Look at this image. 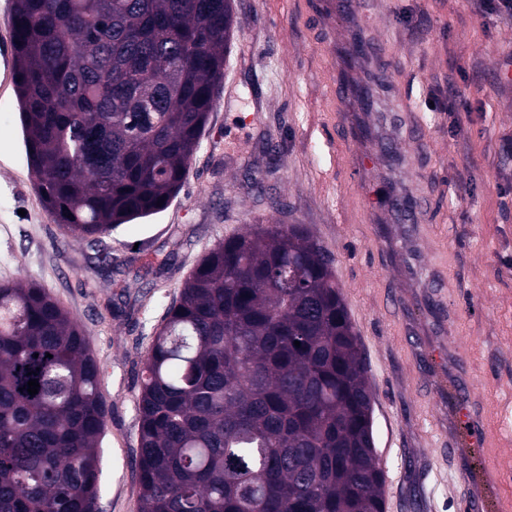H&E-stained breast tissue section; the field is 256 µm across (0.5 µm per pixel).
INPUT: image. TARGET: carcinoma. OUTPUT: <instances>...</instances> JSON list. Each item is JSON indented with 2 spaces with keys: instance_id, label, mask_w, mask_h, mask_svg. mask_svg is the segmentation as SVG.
<instances>
[{
  "instance_id": "1",
  "label": "carcinoma",
  "mask_w": 512,
  "mask_h": 512,
  "mask_svg": "<svg viewBox=\"0 0 512 512\" xmlns=\"http://www.w3.org/2000/svg\"><path fill=\"white\" fill-rule=\"evenodd\" d=\"M232 10L13 0L26 155L64 237L92 245L178 195ZM105 424L80 323L36 282H0V512H89ZM373 425L332 259L303 226L258 217L201 257L147 354L140 512H384Z\"/></svg>"
}]
</instances>
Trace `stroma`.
Listing matches in <instances>:
<instances>
[{
	"instance_id": "obj_1",
	"label": "stroma",
	"mask_w": 512,
	"mask_h": 512,
	"mask_svg": "<svg viewBox=\"0 0 512 512\" xmlns=\"http://www.w3.org/2000/svg\"><path fill=\"white\" fill-rule=\"evenodd\" d=\"M386 50L356 81L377 104L368 146L396 138L365 183L357 149L336 126V72L325 49L350 53L355 31L329 36L312 0H234L235 38L200 149L161 214L116 228L125 259L102 263L63 239L34 187L15 89L0 93V281L42 285L81 323L102 370L100 512H139L138 399L163 316L201 256L260 217L308 228L333 259L364 347L385 512H460L448 434V380L431 357L453 346L472 376L489 464L512 493V21L468 0H359ZM456 84L464 112L430 111ZM405 188L424 236L366 221L370 190ZM192 245L145 274L173 236ZM435 278L442 296L420 283Z\"/></svg>"
}]
</instances>
